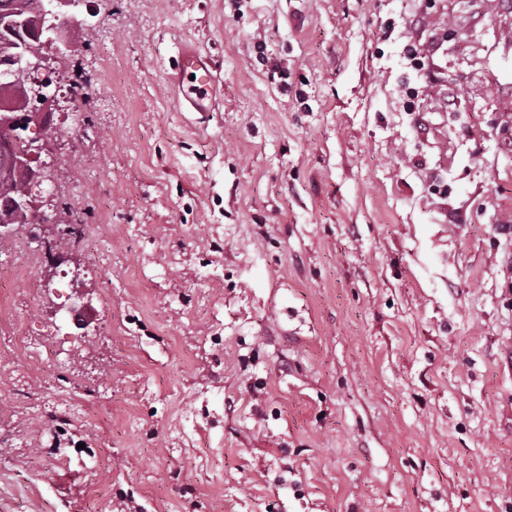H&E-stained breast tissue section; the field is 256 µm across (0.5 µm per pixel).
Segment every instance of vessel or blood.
<instances>
[{
    "mask_svg": "<svg viewBox=\"0 0 512 512\" xmlns=\"http://www.w3.org/2000/svg\"><path fill=\"white\" fill-rule=\"evenodd\" d=\"M177 58L173 79L182 105L193 112L209 111L220 91L211 62L192 45L181 46Z\"/></svg>",
    "mask_w": 512,
    "mask_h": 512,
    "instance_id": "vessel-or-blood-1",
    "label": "vessel or blood"
}]
</instances>
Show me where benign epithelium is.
Instances as JSON below:
<instances>
[{"mask_svg": "<svg viewBox=\"0 0 512 512\" xmlns=\"http://www.w3.org/2000/svg\"><path fill=\"white\" fill-rule=\"evenodd\" d=\"M75 0H48L47 14L57 23L45 27L34 21L19 19L16 0H0V37L13 40L14 52L0 55V82L6 84L18 79L27 85V96L22 108L1 107L0 129L6 135L0 139V165L27 180L32 187L47 179L44 166L38 164L41 146L38 140L25 136L31 125H47L48 110L56 105L52 93L54 80L50 67L51 55L64 54L71 44L60 37L66 27L68 13L66 7ZM38 40L43 44L44 53L30 56L27 41ZM34 206L31 191L3 198L0 211L16 213L32 209Z\"/></svg>", "mask_w": 512, "mask_h": 512, "instance_id": "7a95c632", "label": "benign epithelium"}]
</instances>
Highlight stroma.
Here are the masks:
<instances>
[{
	"label": "stroma",
	"instance_id": "35a3bbf8",
	"mask_svg": "<svg viewBox=\"0 0 512 512\" xmlns=\"http://www.w3.org/2000/svg\"><path fill=\"white\" fill-rule=\"evenodd\" d=\"M90 4L37 193L84 232L0 262V512H512V8ZM404 52L407 59L419 71L423 76L424 80L417 88H412L411 96L418 98L425 94V91L435 83L437 76L430 70L428 65V55L426 50L417 44L409 43L404 47ZM178 66L172 74L181 104L191 112H207L220 92L219 80L211 62L192 45H184L177 52ZM189 85L184 86L185 77Z\"/></svg>",
	"mask_w": 512,
	"mask_h": 512
}]
</instances>
